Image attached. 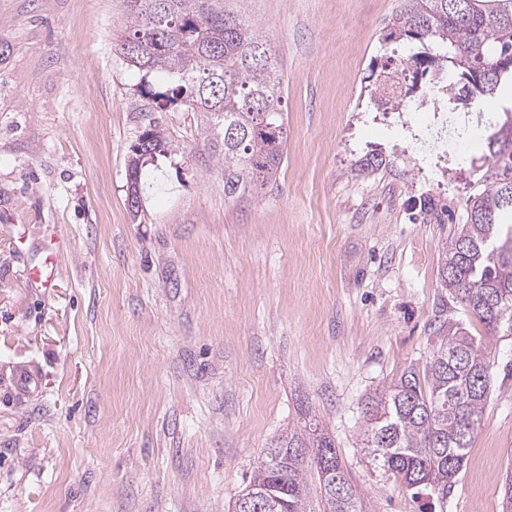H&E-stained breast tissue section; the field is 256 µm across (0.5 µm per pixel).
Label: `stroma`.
I'll list each match as a JSON object with an SVG mask.
<instances>
[{
	"label": "stroma",
	"instance_id": "obj_1",
	"mask_svg": "<svg viewBox=\"0 0 512 512\" xmlns=\"http://www.w3.org/2000/svg\"><path fill=\"white\" fill-rule=\"evenodd\" d=\"M225 5L286 79L279 179L237 203L201 114L142 95L123 0H0V512H227L263 449L311 417L365 512H500L512 336L485 345L492 393L447 498H413L360 435L365 396L425 365L435 318L482 334L439 270L503 164L483 146L418 159V113L371 103L416 50L383 40L402 0ZM152 122L173 148L142 167L134 214L127 159ZM369 154L383 166L357 174ZM51 239L47 295L23 269Z\"/></svg>",
	"mask_w": 512,
	"mask_h": 512
}]
</instances>
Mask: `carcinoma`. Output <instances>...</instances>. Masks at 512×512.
I'll list each match as a JSON object with an SVG mask.
<instances>
[{"label": "carcinoma", "instance_id": "1", "mask_svg": "<svg viewBox=\"0 0 512 512\" xmlns=\"http://www.w3.org/2000/svg\"><path fill=\"white\" fill-rule=\"evenodd\" d=\"M404 0L384 41L406 39L421 50L394 67L417 84L437 65L448 70V111L466 105L469 78L480 80L479 99L496 96L512 68V0L483 8L479 0ZM121 54L136 45L142 58L129 64L143 77L163 76L168 86L143 84L164 111L182 104L207 121L204 150L224 173V198L247 199L277 183L288 134L283 117L284 74L263 36L224 9V0H124ZM492 157H512V123L486 137ZM150 153L132 147L129 193H139L146 156H165V136ZM469 200L466 222L442 258L441 281L452 299L483 324L486 336H512V178ZM437 344L424 369L409 365L387 388L363 401L361 451L375 469L405 488L446 497L467 462L490 394V361L482 337L445 320L434 327ZM254 494L259 512H363L333 440L303 428L266 448L242 496Z\"/></svg>", "mask_w": 512, "mask_h": 512}]
</instances>
